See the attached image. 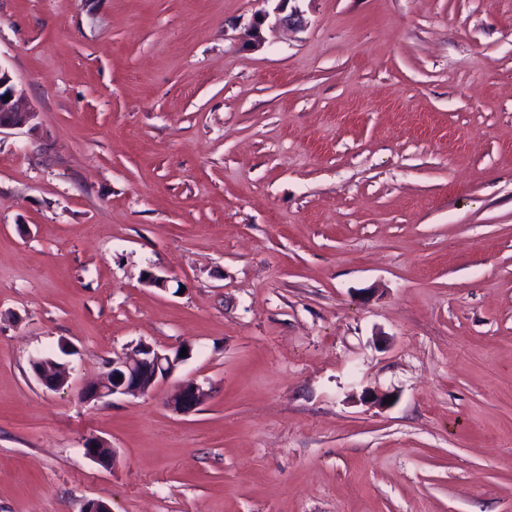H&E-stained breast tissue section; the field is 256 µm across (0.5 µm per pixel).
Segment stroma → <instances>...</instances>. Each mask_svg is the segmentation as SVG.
Instances as JSON below:
<instances>
[{
    "mask_svg": "<svg viewBox=\"0 0 512 512\" xmlns=\"http://www.w3.org/2000/svg\"><path fill=\"white\" fill-rule=\"evenodd\" d=\"M299 7L0 0V512H512V0ZM278 2L273 9L275 21L271 28H299L304 24L302 11L296 5L289 7L290 2H299L300 0H271ZM23 94L9 72L0 67V133L3 129H21L34 120L36 112L22 104ZM6 95H10L9 100H4ZM182 348L187 347L169 351L146 342L138 343L128 357L112 360V371L109 372L112 374V384L107 373L83 388L81 399L91 403L114 395L139 396L148 393L159 382L169 378L177 367L189 358L191 349L187 348V356L181 357ZM118 375L122 376L120 381H117ZM50 361L51 360L47 358L33 360V373L46 388L57 389L68 382L70 378V367L66 364L65 373L59 377L55 374V368ZM205 397V390L199 384L186 381L173 389L165 404L169 410L176 414H188L196 411Z\"/></svg>",
    "mask_w": 512,
    "mask_h": 512,
    "instance_id": "35a3bbf8",
    "label": "stroma"
}]
</instances>
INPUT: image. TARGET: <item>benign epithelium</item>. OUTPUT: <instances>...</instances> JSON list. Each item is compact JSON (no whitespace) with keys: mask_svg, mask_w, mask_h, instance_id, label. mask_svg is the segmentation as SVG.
<instances>
[{"mask_svg":"<svg viewBox=\"0 0 512 512\" xmlns=\"http://www.w3.org/2000/svg\"><path fill=\"white\" fill-rule=\"evenodd\" d=\"M292 0H276L273 13L263 12L253 18L248 27V37L254 45L264 42L262 27L267 19L275 17L273 27L299 28L304 24L302 11L290 5ZM10 99H5V96ZM23 90L14 83L9 72L0 67V131L21 129L29 125L36 112L22 104ZM185 361L181 349L174 351L160 349L152 344L140 342L126 358L114 360L110 366L112 375H103L88 384L81 391V399L86 403L98 402L114 395H144L154 389L159 382L169 378L177 367ZM33 371L39 381L49 389L65 385L70 378V367H65L62 376L55 374V368L46 358L32 361ZM122 379H117V376ZM206 397L205 390L193 381L178 385L168 395L166 406L176 414L195 411ZM85 454L101 466L109 468L116 463V452L102 441L95 439L85 447Z\"/></svg>","mask_w":512,"mask_h":512,"instance_id":"7a95c632","label":"benign epithelium"}]
</instances>
